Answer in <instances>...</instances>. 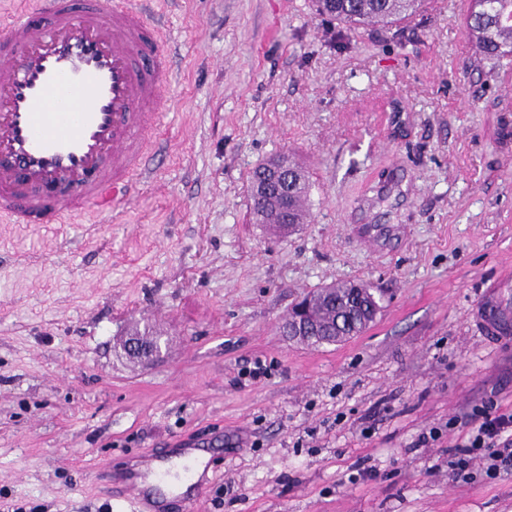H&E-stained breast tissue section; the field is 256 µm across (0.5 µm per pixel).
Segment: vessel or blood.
<instances>
[{"instance_id":"obj_1","label":"vessel or blood","mask_w":512,"mask_h":512,"mask_svg":"<svg viewBox=\"0 0 512 512\" xmlns=\"http://www.w3.org/2000/svg\"><path fill=\"white\" fill-rule=\"evenodd\" d=\"M172 84L171 43L140 0H30L0 20V221L118 216L148 171ZM171 455L94 478L107 495L124 483V512H165L156 482Z\"/></svg>"}]
</instances>
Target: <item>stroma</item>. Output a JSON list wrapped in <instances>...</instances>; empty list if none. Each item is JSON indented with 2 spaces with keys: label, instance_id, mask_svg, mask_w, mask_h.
Masks as SVG:
<instances>
[{
  "label": "stroma",
  "instance_id": "1",
  "mask_svg": "<svg viewBox=\"0 0 512 512\" xmlns=\"http://www.w3.org/2000/svg\"><path fill=\"white\" fill-rule=\"evenodd\" d=\"M143 7L180 76L151 178L112 220L0 222V512H116L94 469L205 437L195 512H512L511 468L443 469L463 408L512 407V335L479 323L512 317V61H476L458 0L344 50L311 0ZM288 152L312 216L273 234L251 176ZM341 281L380 288L370 327L289 340L295 299ZM136 327L161 361L121 353Z\"/></svg>",
  "mask_w": 512,
  "mask_h": 512
}]
</instances>
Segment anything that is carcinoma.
<instances>
[{
    "label": "carcinoma",
    "mask_w": 512,
    "mask_h": 512,
    "mask_svg": "<svg viewBox=\"0 0 512 512\" xmlns=\"http://www.w3.org/2000/svg\"><path fill=\"white\" fill-rule=\"evenodd\" d=\"M316 12L355 33L361 27L380 26L393 31L394 36L404 32L405 22L423 10L425 0H315ZM464 29L481 55L500 60L512 57V0H487L478 10L469 5L464 18ZM294 175L285 191V202L277 206L261 203L251 195L252 215L272 212L278 224H301L302 214L298 199L309 197L310 180L301 167H293ZM311 303V313L318 329L303 340L308 346L341 343L361 334L369 323L362 320V310L370 312L375 320L382 311V297L369 284L354 288L340 282L330 288L321 287L305 296Z\"/></svg>",
    "instance_id": "cac0c4a2"
}]
</instances>
